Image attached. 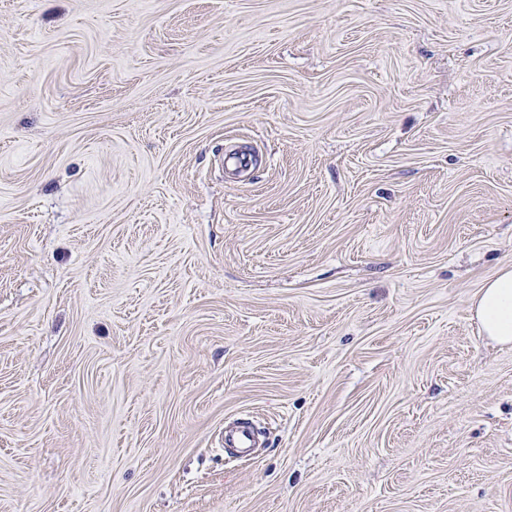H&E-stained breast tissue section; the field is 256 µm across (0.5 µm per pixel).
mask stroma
I'll list each match as a JSON object with an SVG mask.
<instances>
[{
	"label": "stroma",
	"mask_w": 512,
	"mask_h": 512,
	"mask_svg": "<svg viewBox=\"0 0 512 512\" xmlns=\"http://www.w3.org/2000/svg\"><path fill=\"white\" fill-rule=\"evenodd\" d=\"M505 266L512 0H0V512H512ZM475 314L484 333L500 344L512 343V267H503L477 294Z\"/></svg>",
	"instance_id": "1"
}]
</instances>
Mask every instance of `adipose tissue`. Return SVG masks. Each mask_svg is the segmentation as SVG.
Instances as JSON below:
<instances>
[{"label":"adipose tissue","mask_w":512,"mask_h":512,"mask_svg":"<svg viewBox=\"0 0 512 512\" xmlns=\"http://www.w3.org/2000/svg\"><path fill=\"white\" fill-rule=\"evenodd\" d=\"M475 314L484 333L500 344L512 343V267L502 268L477 294Z\"/></svg>","instance_id":"adipose-tissue-1"}]
</instances>
